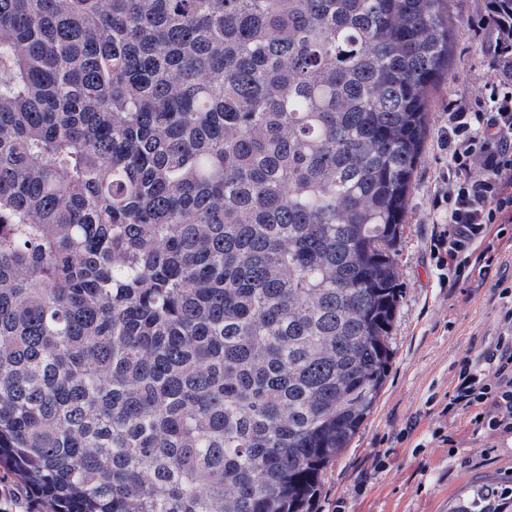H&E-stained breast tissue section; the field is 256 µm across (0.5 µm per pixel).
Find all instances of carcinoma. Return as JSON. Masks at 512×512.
Returning a JSON list of instances; mask_svg holds the SVG:
<instances>
[{"instance_id":"obj_1","label":"carcinoma","mask_w":512,"mask_h":512,"mask_svg":"<svg viewBox=\"0 0 512 512\" xmlns=\"http://www.w3.org/2000/svg\"><path fill=\"white\" fill-rule=\"evenodd\" d=\"M453 38L450 0H0V469L43 512H308Z\"/></svg>"}]
</instances>
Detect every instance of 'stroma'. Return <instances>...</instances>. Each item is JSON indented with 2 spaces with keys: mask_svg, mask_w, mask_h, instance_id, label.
Segmentation results:
<instances>
[{
  "mask_svg": "<svg viewBox=\"0 0 512 512\" xmlns=\"http://www.w3.org/2000/svg\"><path fill=\"white\" fill-rule=\"evenodd\" d=\"M483 9L484 0H452V62L431 99L397 255L402 294L389 376L373 412L325 470L310 512H458L481 486L512 483V441L474 433L468 415L444 413L442 404L461 360L498 336L500 307L488 284L444 283L430 253L446 216L448 103L478 110L487 72L473 27ZM438 427L449 444L432 439Z\"/></svg>",
  "mask_w": 512,
  "mask_h": 512,
  "instance_id": "stroma-1",
  "label": "stroma"
}]
</instances>
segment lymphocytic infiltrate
Masks as SVG:
<instances>
[{
  "label": "lymphocytic infiltrate",
  "instance_id": "lymphocytic-infiltrate-1",
  "mask_svg": "<svg viewBox=\"0 0 512 512\" xmlns=\"http://www.w3.org/2000/svg\"><path fill=\"white\" fill-rule=\"evenodd\" d=\"M488 72L481 108L448 104V222L434 245L439 269L455 281L491 282L501 303L494 345L465 358L447 410L468 412L476 432L512 437V283L498 266L512 224V8L488 0L480 20Z\"/></svg>",
  "mask_w": 512,
  "mask_h": 512
}]
</instances>
